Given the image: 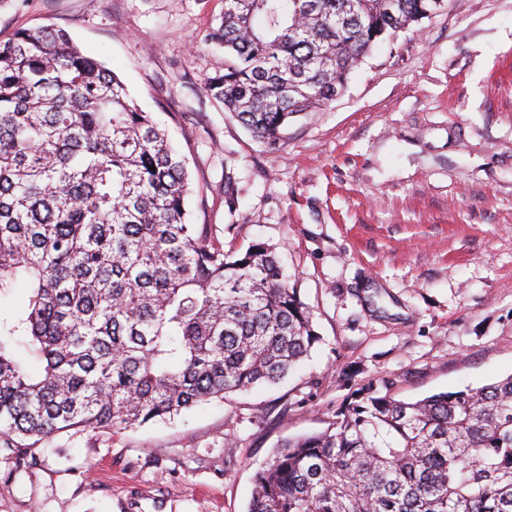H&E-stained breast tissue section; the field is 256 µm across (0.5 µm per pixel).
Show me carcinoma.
I'll list each match as a JSON object with an SVG mask.
<instances>
[{"instance_id":"obj_1","label":"carcinoma","mask_w":512,"mask_h":512,"mask_svg":"<svg viewBox=\"0 0 512 512\" xmlns=\"http://www.w3.org/2000/svg\"><path fill=\"white\" fill-rule=\"evenodd\" d=\"M446 0H224L206 93L257 140L323 107ZM185 157L51 26L0 39V450L133 429L276 384L318 336L274 250L188 220ZM25 347L29 362L14 346ZM248 512H512V374L398 400L369 386L253 477Z\"/></svg>"}]
</instances>
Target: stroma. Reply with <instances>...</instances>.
<instances>
[{
  "label": "stroma",
  "instance_id": "1",
  "mask_svg": "<svg viewBox=\"0 0 512 512\" xmlns=\"http://www.w3.org/2000/svg\"><path fill=\"white\" fill-rule=\"evenodd\" d=\"M223 0H0V39L54 26L185 157L191 221L260 241L319 336L287 381L165 423L0 452V512H247L288 437L367 383L405 400L512 374V0H447L268 148L207 96Z\"/></svg>",
  "mask_w": 512,
  "mask_h": 512
}]
</instances>
